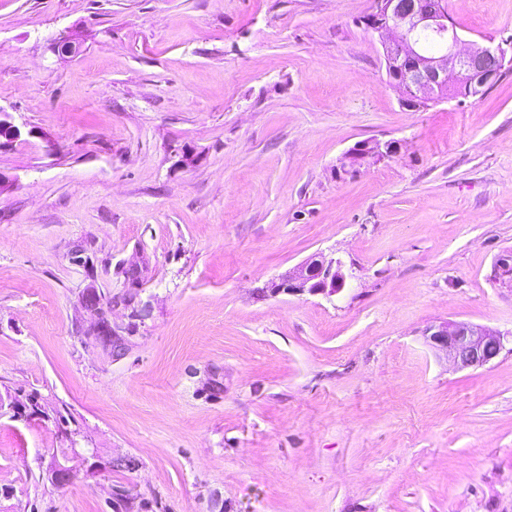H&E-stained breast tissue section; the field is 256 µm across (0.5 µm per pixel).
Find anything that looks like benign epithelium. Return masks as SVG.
Returning <instances> with one entry per match:
<instances>
[{
  "label": "benign epithelium",
  "mask_w": 512,
  "mask_h": 512,
  "mask_svg": "<svg viewBox=\"0 0 512 512\" xmlns=\"http://www.w3.org/2000/svg\"><path fill=\"white\" fill-rule=\"evenodd\" d=\"M366 28L378 34L388 68L404 91L403 103L420 110L436 93L454 86L467 96H476L500 78L507 63L503 44L466 45L448 15L446 0H374L363 17ZM62 56L79 53L82 43L74 34L51 40ZM21 137L9 113L0 109V148ZM397 151L395 141H368L355 145L342 159L343 165L381 160ZM344 262L322 253L281 275L272 292L332 297L343 291L348 275ZM495 281L512 288V255L498 258L493 267ZM431 347L443 353L459 369L482 367L497 358L504 334L467 323H444L426 331ZM70 453L55 455L47 464L49 480L56 485L69 482L73 469Z\"/></svg>",
  "instance_id": "1"
}]
</instances>
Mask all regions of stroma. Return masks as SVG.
I'll return each mask as SVG.
<instances>
[{
    "label": "stroma",
    "mask_w": 512,
    "mask_h": 512,
    "mask_svg": "<svg viewBox=\"0 0 512 512\" xmlns=\"http://www.w3.org/2000/svg\"><path fill=\"white\" fill-rule=\"evenodd\" d=\"M446 2L512 39V0ZM372 4L0 0V512H512V351L458 369L424 336L512 333V68L409 110ZM367 140L399 149L342 166ZM319 252L342 293H265ZM72 459L69 452L52 456L46 467V473L52 483L61 486L69 482L73 472L69 465Z\"/></svg>",
    "instance_id": "1"
}]
</instances>
